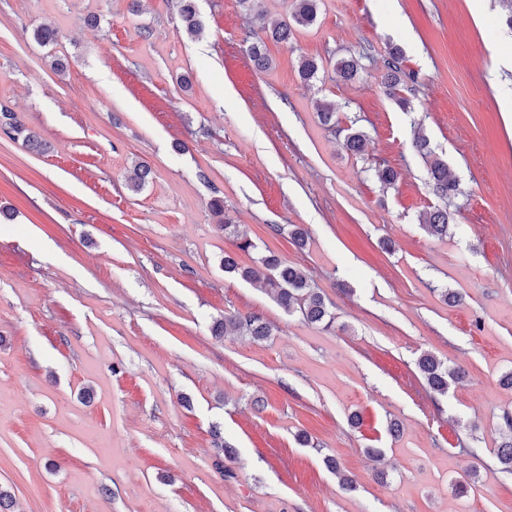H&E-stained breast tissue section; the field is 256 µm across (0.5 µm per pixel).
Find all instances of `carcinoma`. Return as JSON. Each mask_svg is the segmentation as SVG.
<instances>
[{"label": "carcinoma", "instance_id": "1", "mask_svg": "<svg viewBox=\"0 0 512 512\" xmlns=\"http://www.w3.org/2000/svg\"><path fill=\"white\" fill-rule=\"evenodd\" d=\"M179 16L187 32L198 35L201 23L198 19L196 0H178ZM319 0H295L292 11L293 24L299 27L313 25L318 17ZM246 52L259 68L269 64L265 53V43L258 38L250 42ZM362 68L361 59L356 57L343 58L336 64L340 76L346 80L357 76ZM386 74L382 82L386 92L404 108L408 100L402 96L408 83L415 80L411 73L402 68V54L397 47L391 48L385 60ZM24 132L22 124L14 113L0 108V134L14 138ZM367 143L366 134L361 130H350L345 139V148L355 155L364 152ZM414 148L423 158L433 193L442 200H450L459 194V185L448 173L447 163L431 149L427 138L417 132L414 137ZM427 232L438 238L448 236V208H436L427 212L423 218ZM243 252H256L253 264L241 267L236 260L224 256V272L233 273L245 281L260 280L271 293L275 302L287 313H297L308 323L329 329L334 323V316L329 310L325 298L311 288L305 271L297 266L288 264L274 254H266L258 250V246L247 238L236 243ZM214 335L222 337L229 334L248 336L252 339H263L271 335V325L257 315H241L239 313L224 314V319L217 322L213 328ZM418 368L431 392L444 395L451 384L459 376V371L444 366L441 361L430 354H423L418 359ZM503 420L506 431L502 432V442L497 449V459L506 471L512 472V416L504 414Z\"/></svg>", "mask_w": 512, "mask_h": 512}]
</instances>
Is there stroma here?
Returning a JSON list of instances; mask_svg holds the SVG:
<instances>
[{
    "mask_svg": "<svg viewBox=\"0 0 512 512\" xmlns=\"http://www.w3.org/2000/svg\"><path fill=\"white\" fill-rule=\"evenodd\" d=\"M292 4L197 0L193 38L175 0H0V107L26 131L0 134V487L17 512H512L496 457L512 413V30L497 0H321L256 69L247 38ZM393 46L416 77L405 109L381 84ZM350 55L364 68L346 81ZM304 56L320 63L309 82ZM351 128L364 156L343 146ZM418 129L462 189L444 239L420 223L439 200ZM226 216L304 269L331 330L225 272V256L252 263ZM228 312L271 336L215 337ZM425 353L461 368L447 394L423 384ZM220 443L235 451L222 470Z\"/></svg>",
    "mask_w": 512,
    "mask_h": 512,
    "instance_id": "stroma-1",
    "label": "stroma"
}]
</instances>
